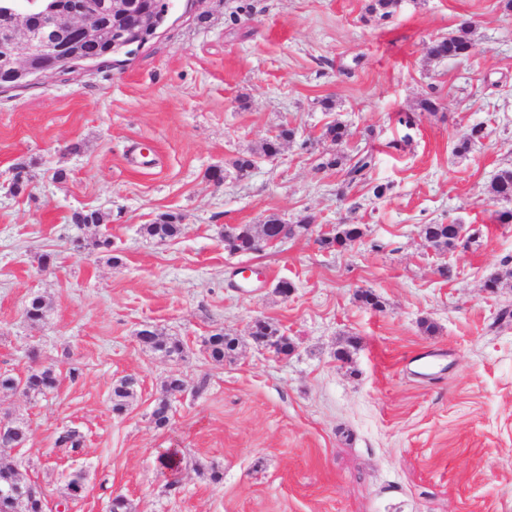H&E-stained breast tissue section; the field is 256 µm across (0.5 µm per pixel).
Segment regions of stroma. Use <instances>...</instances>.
<instances>
[{
	"instance_id": "stroma-1",
	"label": "stroma",
	"mask_w": 512,
	"mask_h": 512,
	"mask_svg": "<svg viewBox=\"0 0 512 512\" xmlns=\"http://www.w3.org/2000/svg\"><path fill=\"white\" fill-rule=\"evenodd\" d=\"M370 2L175 0L134 55L0 93V372L59 373L45 395L0 392V419L28 429L0 465L49 505L80 470L86 490L68 512H108L117 493L135 512H512V223L493 221L506 204L487 193L512 169V9L398 0L383 18ZM464 24L472 55L428 59ZM429 96L436 112L420 108ZM334 121L349 133L340 146L323 136ZM479 123L485 138L470 139ZM284 125L295 138L260 156ZM366 149L370 184L323 165ZM92 211L99 224L73 223ZM271 215L312 217L313 230L225 249V225ZM165 216L179 234L146 236ZM448 223L482 236L430 248L423 225ZM343 224L361 241L322 249L319 232ZM245 269L257 287L243 288ZM36 295L50 309L33 323ZM257 316L288 336L289 355L256 346ZM147 327L178 338L183 358L144 349ZM220 331L240 344L217 364L204 341ZM172 375L186 389L158 429L150 412ZM125 376L137 396L117 414ZM67 427L84 436L79 454L55 445Z\"/></svg>"
}]
</instances>
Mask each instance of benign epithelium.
Here are the masks:
<instances>
[{"label":"benign epithelium","instance_id":"7a95c632","mask_svg":"<svg viewBox=\"0 0 512 512\" xmlns=\"http://www.w3.org/2000/svg\"><path fill=\"white\" fill-rule=\"evenodd\" d=\"M160 28L152 0H38L29 12L0 11V89L21 78L91 65L94 44L141 48Z\"/></svg>","mask_w":512,"mask_h":512}]
</instances>
